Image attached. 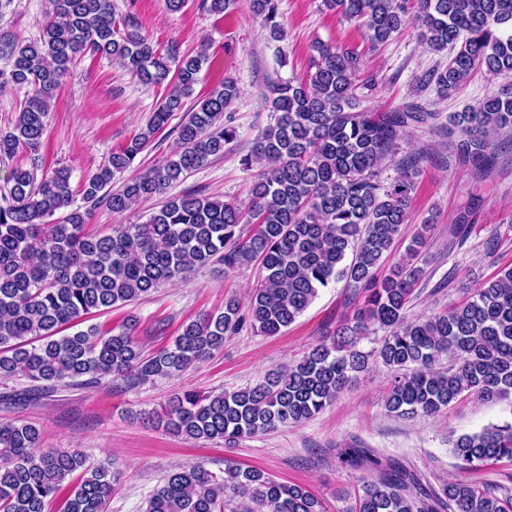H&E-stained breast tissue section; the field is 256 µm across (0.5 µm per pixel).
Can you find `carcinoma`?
<instances>
[{
  "instance_id": "cac0c4a2",
  "label": "carcinoma",
  "mask_w": 512,
  "mask_h": 512,
  "mask_svg": "<svg viewBox=\"0 0 512 512\" xmlns=\"http://www.w3.org/2000/svg\"><path fill=\"white\" fill-rule=\"evenodd\" d=\"M280 0H210L208 11L245 9L269 38L285 39L277 21ZM364 30L371 45L388 42L409 24L434 51L450 50L448 65L430 75L438 96L461 87L477 70L512 76V0H325ZM38 38L21 41L0 28V90L23 94L21 109L0 132V157L39 150L51 101L75 60L108 56L146 87L171 84L146 125L112 153L78 190L58 168L41 176L16 167L0 193V378L24 377L33 394L58 385L92 386L109 377L131 384L175 376L220 350L224 336L244 323L265 336L293 324L332 280L363 293L352 318L295 364L274 370L253 387L196 394L168 401L157 424L195 440L235 443L297 424L322 413L368 368L355 349L370 326L389 330L377 357L394 372L386 409L403 419L438 413L466 393L481 401L512 396V266L482 283L464 303L409 321L405 309L423 275L421 256L430 226L421 225L401 262L383 278L377 271L411 213L412 175L422 155L403 159L389 185L385 162L401 152V134L427 127L448 137L472 176L494 173L498 132L512 128V82L462 112L439 113L412 102L377 111L356 94L361 55L336 45L316 47L313 72L269 87L274 124L242 159L255 174L250 203L193 191L167 199L143 224H117L112 233L85 231L92 213L122 215L141 201L224 154L236 137L224 116L238 97L231 78L186 107L199 81L207 49L163 56L136 29L121 26L112 0H49ZM177 112L175 158L128 178L138 154ZM83 205L73 209L74 195ZM218 262L233 270L260 263L262 280L247 311L230 296L218 313L184 324L173 343L144 355L136 320L120 330L90 326L63 331L80 319L130 305L196 267ZM447 354L453 364L435 369ZM29 423L0 421V512H48L64 483L76 477L59 512H107L119 473L110 460L97 464L75 450L40 447ZM460 468L512 463V424L459 436L453 448ZM354 470H375L352 512H512L500 497L465 477L435 489L410 467L381 460L361 445L340 449ZM248 501L247 512H326L298 485L227 464L218 476L197 464L173 471L152 493L146 512H224L226 497Z\"/></svg>"
}]
</instances>
